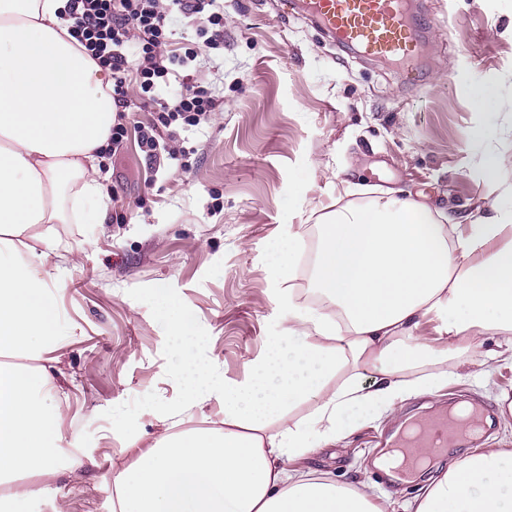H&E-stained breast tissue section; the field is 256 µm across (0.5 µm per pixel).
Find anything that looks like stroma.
<instances>
[{
    "mask_svg": "<svg viewBox=\"0 0 512 512\" xmlns=\"http://www.w3.org/2000/svg\"><path fill=\"white\" fill-rule=\"evenodd\" d=\"M421 45L417 81L389 62L349 50L289 0H224V46L211 51L198 82L220 106L182 136L187 169L150 173L134 139L106 149L103 183L112 198L105 223L59 224L62 390L70 410L59 440L80 462L60 490L25 512H113L112 478L131 452L116 427L134 423L144 440L163 433L162 413L182 400L180 346L172 324L186 315L201 341L199 360L241 381L288 325L283 299L305 305L312 261L291 279L276 275L290 235L317 239L320 216L380 197L409 196L472 220L500 198L483 179L485 151L512 155V114L488 149L470 134L485 121L471 103L490 88L512 96V0H412ZM495 337H469L440 391L404 400L396 416L361 422L346 438L309 453L302 467L363 487L409 512L426 480L379 483L374 460L405 419L424 420L457 401L486 405L488 440L512 448V421L499 420L512 364L487 359Z\"/></svg>",
    "mask_w": 512,
    "mask_h": 512,
    "instance_id": "35a3bbf8",
    "label": "stroma"
}]
</instances>
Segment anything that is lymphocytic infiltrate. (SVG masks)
<instances>
[{
    "label": "lymphocytic infiltrate",
    "instance_id": "obj_1",
    "mask_svg": "<svg viewBox=\"0 0 512 512\" xmlns=\"http://www.w3.org/2000/svg\"><path fill=\"white\" fill-rule=\"evenodd\" d=\"M221 0H172L173 10H163L159 0H68L72 34L91 58L112 73V100L118 121L113 139L124 133L129 107L127 80L137 75L144 102L159 108L158 125L134 128L137 144L149 167L160 160L186 157L175 142L177 130L205 121L217 106L209 89L193 82L187 69L198 50L176 54L171 36L174 14L196 20V32L210 49L224 38Z\"/></svg>",
    "mask_w": 512,
    "mask_h": 512
}]
</instances>
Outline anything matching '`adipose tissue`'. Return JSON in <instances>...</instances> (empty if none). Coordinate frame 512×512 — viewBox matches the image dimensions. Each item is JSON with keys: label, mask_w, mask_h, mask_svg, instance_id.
I'll list each match as a JSON object with an SVG mask.
<instances>
[{"label": "adipose tissue", "mask_w": 512, "mask_h": 512, "mask_svg": "<svg viewBox=\"0 0 512 512\" xmlns=\"http://www.w3.org/2000/svg\"><path fill=\"white\" fill-rule=\"evenodd\" d=\"M66 10L67 0H0V512H22L61 471L52 227L102 223L110 203L96 174L116 118L112 77L70 35ZM473 104L488 118L473 140L494 139L512 98L483 90ZM310 285L335 314L286 299L285 334L240 382L197 360L196 328L178 323L183 401L151 443L119 426L134 459L112 480L118 512H386L360 487L297 464L360 418L447 384L444 372L407 371L455 358L466 333L497 336L492 359H512V203L470 224L410 198L337 212L319 227ZM432 315L440 336H415ZM211 400L223 427H194ZM411 512H512V450L467 451Z\"/></svg>", "instance_id": "obj_1"}]
</instances>
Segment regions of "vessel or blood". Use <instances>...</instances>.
<instances>
[{
    "mask_svg": "<svg viewBox=\"0 0 512 512\" xmlns=\"http://www.w3.org/2000/svg\"><path fill=\"white\" fill-rule=\"evenodd\" d=\"M299 13L328 30L339 42L360 53L402 65L407 73L418 71L416 53L419 27L412 21L407 0H292ZM404 467L413 470L420 448H432L436 437L425 432L396 440Z\"/></svg>",
    "mask_w": 512,
    "mask_h": 512,
    "instance_id": "b4317fda",
    "label": "vessel or blood"
}]
</instances>
